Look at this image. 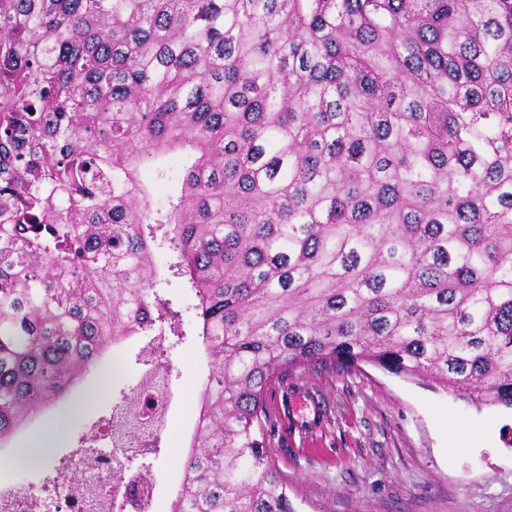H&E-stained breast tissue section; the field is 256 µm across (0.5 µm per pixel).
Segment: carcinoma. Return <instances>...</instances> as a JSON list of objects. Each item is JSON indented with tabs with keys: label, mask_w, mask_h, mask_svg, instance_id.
<instances>
[{
	"label": "carcinoma",
	"mask_w": 512,
	"mask_h": 512,
	"mask_svg": "<svg viewBox=\"0 0 512 512\" xmlns=\"http://www.w3.org/2000/svg\"><path fill=\"white\" fill-rule=\"evenodd\" d=\"M130 336L112 419L208 359L170 512H295L297 369L511 409L512 0H0V449Z\"/></svg>",
	"instance_id": "obj_1"
}]
</instances>
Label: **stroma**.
I'll return each instance as SVG.
<instances>
[{"label":"stroma","mask_w":512,"mask_h":512,"mask_svg":"<svg viewBox=\"0 0 512 512\" xmlns=\"http://www.w3.org/2000/svg\"><path fill=\"white\" fill-rule=\"evenodd\" d=\"M205 375L186 369L174 381L175 426L192 430ZM98 387L90 373L0 455L28 448L67 454L79 431L112 411L109 396L83 406ZM266 404V443L295 512H512L511 409L467 404L366 364L295 372L272 386ZM71 408L67 433L56 435L57 413ZM185 451V444H165L152 512H168Z\"/></svg>","instance_id":"1"}]
</instances>
